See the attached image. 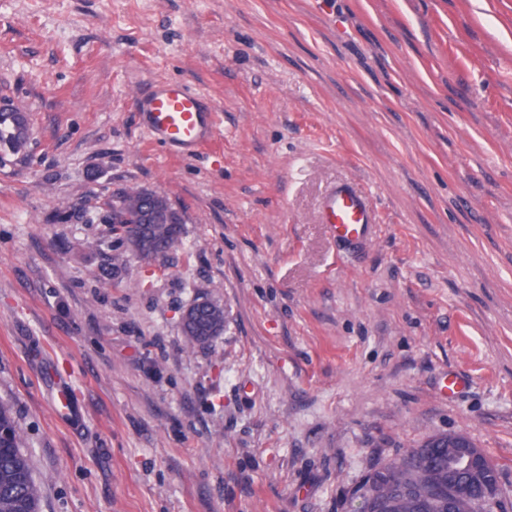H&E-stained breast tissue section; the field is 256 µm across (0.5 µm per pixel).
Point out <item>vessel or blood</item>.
I'll return each mask as SVG.
<instances>
[{"label":"vessel or blood","mask_w":512,"mask_h":512,"mask_svg":"<svg viewBox=\"0 0 512 512\" xmlns=\"http://www.w3.org/2000/svg\"><path fill=\"white\" fill-rule=\"evenodd\" d=\"M140 120L159 144L190 157L212 141L217 124L202 98L183 83L151 85L137 96ZM322 219L339 244L361 245L372 237L375 213L372 203L341 184L321 201Z\"/></svg>","instance_id":"b4317fda"}]
</instances>
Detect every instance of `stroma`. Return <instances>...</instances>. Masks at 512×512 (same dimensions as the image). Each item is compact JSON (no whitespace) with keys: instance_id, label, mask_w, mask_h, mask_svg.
<instances>
[{"instance_id":"obj_1","label":"stroma","mask_w":512,"mask_h":512,"mask_svg":"<svg viewBox=\"0 0 512 512\" xmlns=\"http://www.w3.org/2000/svg\"><path fill=\"white\" fill-rule=\"evenodd\" d=\"M203 93L198 155L137 94ZM0 403L40 512H356L438 433L512 512V0H0ZM369 195L362 247L319 202ZM164 193L182 239L109 270L106 202ZM229 322L187 348L199 297ZM466 385L440 396L448 375ZM9 112H15L21 117L20 130L22 132L25 144L29 139L30 129L26 115L13 107L0 106V147L16 148L19 143V136L17 134V117ZM24 144V145H25ZM23 145V146H24ZM4 149L12 154H18L19 149Z\"/></svg>"}]
</instances>
